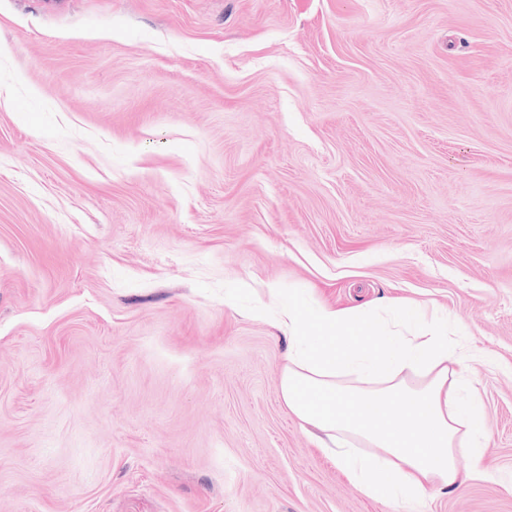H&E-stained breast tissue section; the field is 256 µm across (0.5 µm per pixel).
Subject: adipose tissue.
I'll list each match as a JSON object with an SVG mask.
<instances>
[{
    "instance_id": "1",
    "label": "adipose tissue",
    "mask_w": 512,
    "mask_h": 512,
    "mask_svg": "<svg viewBox=\"0 0 512 512\" xmlns=\"http://www.w3.org/2000/svg\"><path fill=\"white\" fill-rule=\"evenodd\" d=\"M292 343L281 397L317 448L376 501L421 506L471 479L489 431L483 364L447 316L407 302L334 308L296 292L271 320Z\"/></svg>"
}]
</instances>
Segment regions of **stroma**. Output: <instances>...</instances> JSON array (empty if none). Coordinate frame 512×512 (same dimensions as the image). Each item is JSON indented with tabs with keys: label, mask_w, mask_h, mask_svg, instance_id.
<instances>
[{
	"label": "stroma",
	"mask_w": 512,
	"mask_h": 512,
	"mask_svg": "<svg viewBox=\"0 0 512 512\" xmlns=\"http://www.w3.org/2000/svg\"><path fill=\"white\" fill-rule=\"evenodd\" d=\"M447 314L512 512V0H0V512H408L280 394L269 284Z\"/></svg>",
	"instance_id": "1"
}]
</instances>
